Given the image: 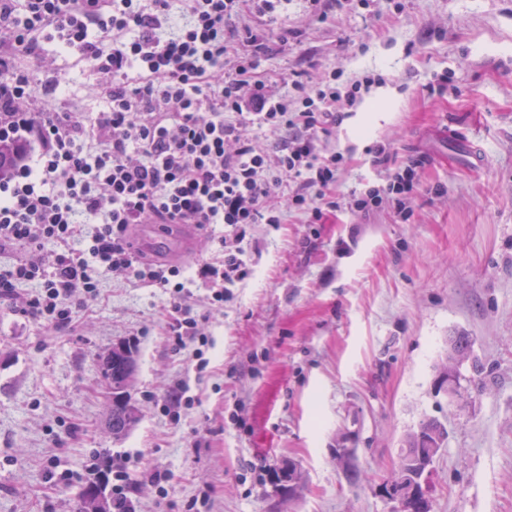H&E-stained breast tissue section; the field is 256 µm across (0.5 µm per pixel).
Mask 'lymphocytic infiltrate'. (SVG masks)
Returning <instances> with one entry per match:
<instances>
[{
	"label": "lymphocytic infiltrate",
	"instance_id": "1",
	"mask_svg": "<svg viewBox=\"0 0 512 512\" xmlns=\"http://www.w3.org/2000/svg\"><path fill=\"white\" fill-rule=\"evenodd\" d=\"M284 0H0V302L70 332L104 277L126 273L169 292L176 345L203 335L194 286L223 302L249 273L257 224L296 208L313 224L341 207L343 152L329 142L361 81H311L261 67L271 39L287 44ZM253 22L236 26V19ZM76 52L95 75V117L68 98L57 63ZM384 185L351 191L367 213L403 208L415 164L373 150ZM138 224H219L223 266L149 263L128 241Z\"/></svg>",
	"mask_w": 512,
	"mask_h": 512
}]
</instances>
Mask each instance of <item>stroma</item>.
<instances>
[{
  "instance_id": "obj_1",
  "label": "stroma",
  "mask_w": 512,
  "mask_h": 512,
  "mask_svg": "<svg viewBox=\"0 0 512 512\" xmlns=\"http://www.w3.org/2000/svg\"><path fill=\"white\" fill-rule=\"evenodd\" d=\"M265 69L371 79L333 142L345 164L337 197L382 185L371 148L395 166L422 157L406 212L342 206L332 223L299 212L258 224L249 276L223 303L195 289L206 343L176 349L171 296L128 276L66 335L0 306V512H74L77 487L47 477L49 461L82 470L97 450L171 475L169 495L140 485L137 512H393L375 487L408 434L445 431L431 465V512H512V0H337L320 19L292 0ZM59 63L70 95L98 108L94 78L72 53ZM145 253L187 272L219 258L212 235L179 254L177 230L134 231ZM469 341L460 397L438 383L448 342ZM137 351L136 425L107 427L100 352ZM491 373L476 392L473 362ZM188 401L172 407L179 384ZM350 449L355 473L336 457ZM295 464L294 490L275 471Z\"/></svg>"
}]
</instances>
